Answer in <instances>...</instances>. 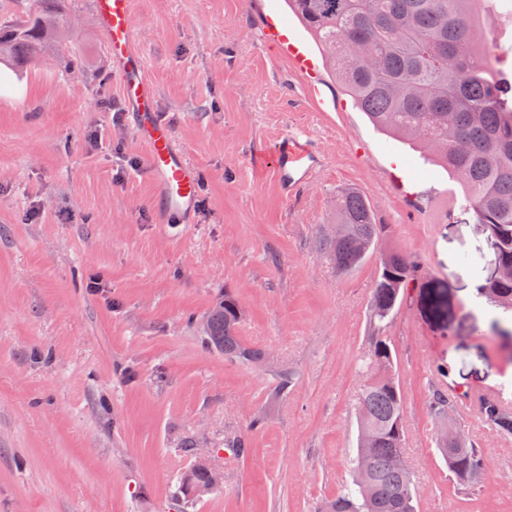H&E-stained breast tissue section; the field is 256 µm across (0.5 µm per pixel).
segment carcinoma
I'll list each match as a JSON object with an SVG mask.
<instances>
[{"mask_svg": "<svg viewBox=\"0 0 512 512\" xmlns=\"http://www.w3.org/2000/svg\"><path fill=\"white\" fill-rule=\"evenodd\" d=\"M299 18L322 48L344 91L376 128L412 141L448 169L472 210L497 242L498 263L512 267V81L503 61L493 68L489 39L480 34L481 0H292ZM66 0H30L26 19L0 22V60L24 67L49 47L68 42ZM340 229L322 238L340 272L349 271L378 246L383 226L356 189L336 196ZM371 318L392 317L419 267L396 250L380 253ZM481 293L495 308L512 309V279L488 278ZM242 317L230 291L207 320L202 343L229 358L252 363L262 353L238 336ZM358 398V443L343 490L321 512H416L417 488L404 457V404L389 346L375 337L366 353ZM467 392L432 387L431 416L446 417ZM487 427L512 435V407L495 397L480 403ZM438 450L457 480L475 477L487 458L469 438Z\"/></svg>", "mask_w": 512, "mask_h": 512, "instance_id": "1", "label": "carcinoma"}]
</instances>
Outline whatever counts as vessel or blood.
<instances>
[{"instance_id":"obj_1","label":"vessel or blood","mask_w":512,"mask_h":512,"mask_svg":"<svg viewBox=\"0 0 512 512\" xmlns=\"http://www.w3.org/2000/svg\"><path fill=\"white\" fill-rule=\"evenodd\" d=\"M112 67L122 81L124 101L134 130L147 148L148 171L158 187L156 205L167 224L189 223L195 212L199 174L179 149L159 117L154 89L145 76V58L135 43L130 0H94ZM263 44L287 52L311 103L323 104L327 86L299 32L289 29L287 16L269 11L258 31ZM317 155L302 134L284 139L270 161L284 188L313 178Z\"/></svg>"}]
</instances>
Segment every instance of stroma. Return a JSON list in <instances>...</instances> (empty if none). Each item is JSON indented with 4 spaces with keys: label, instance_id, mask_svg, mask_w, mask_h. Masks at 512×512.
Here are the masks:
<instances>
[{
    "label": "stroma",
    "instance_id": "obj_1",
    "mask_svg": "<svg viewBox=\"0 0 512 512\" xmlns=\"http://www.w3.org/2000/svg\"><path fill=\"white\" fill-rule=\"evenodd\" d=\"M268 0H131L162 120L200 172L196 221L161 223L146 151L123 111L93 0H68V49L0 64V512H319L349 478L356 398L373 336L404 398L417 512H512V436L478 400L512 388V335L469 286L496 273L472 211L433 217L460 194L446 170L379 132L311 35L330 88L313 108L287 59L259 41ZM303 130L315 176L285 191L254 158ZM357 188L380 247L422 272L385 327L370 321L377 253L336 272L321 237L336 195ZM479 262L463 265L462 256ZM262 364L206 348L199 325L224 292ZM471 398L449 420L427 409L434 364ZM293 383L273 395L276 375ZM453 426L489 466L459 484L436 449ZM247 454L225 460L224 440ZM214 449L223 487L186 500V443Z\"/></svg>",
    "mask_w": 512,
    "mask_h": 512
}]
</instances>
